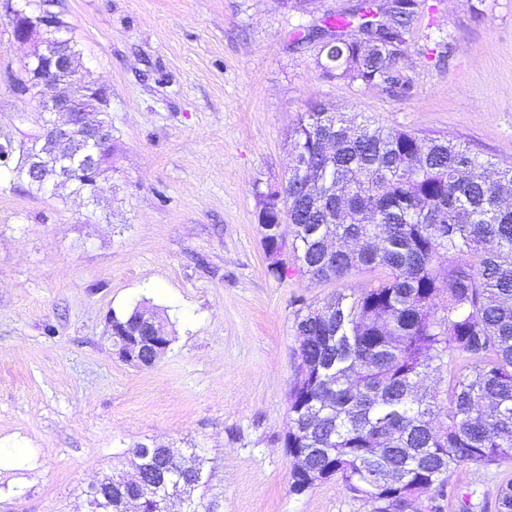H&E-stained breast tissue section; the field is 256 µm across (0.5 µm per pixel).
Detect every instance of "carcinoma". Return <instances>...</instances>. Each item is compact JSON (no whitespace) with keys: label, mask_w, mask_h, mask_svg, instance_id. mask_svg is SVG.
<instances>
[{"label":"carcinoma","mask_w":512,"mask_h":512,"mask_svg":"<svg viewBox=\"0 0 512 512\" xmlns=\"http://www.w3.org/2000/svg\"><path fill=\"white\" fill-rule=\"evenodd\" d=\"M415 0L383 11L364 0L328 31L327 78L407 89L396 70ZM288 250L297 270L344 280L363 267L381 276L296 315L301 344L284 436L288 453L374 502L444 491L463 464L512 461V165L447 138L315 105L293 129ZM36 134L3 142L15 165L0 183L20 187ZM448 367L444 394L421 381ZM163 486L143 501L159 512L176 484H204L169 457L148 459ZM132 492L91 503L122 512Z\"/></svg>","instance_id":"cac0c4a2"}]
</instances>
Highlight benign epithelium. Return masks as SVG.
Wrapping results in <instances>:
<instances>
[{"instance_id": "obj_1", "label": "benign epithelium", "mask_w": 512, "mask_h": 512, "mask_svg": "<svg viewBox=\"0 0 512 512\" xmlns=\"http://www.w3.org/2000/svg\"><path fill=\"white\" fill-rule=\"evenodd\" d=\"M3 9L10 17L12 35L15 41L30 45L28 61L48 64L41 81L33 86L27 82L16 81V92L22 96L32 95L41 105V138L29 159L27 177L55 190L63 185L72 184L71 164L75 161L86 166L93 178L101 174L100 152L108 143L111 128L103 113L88 103V100H106L104 87L84 83L79 75L78 58L68 48L66 41L48 36L47 21L57 18V14L48 10L41 17L23 19L15 14L14 2L5 0ZM142 335L125 336L127 354L130 356H148L140 364L151 366L168 346L156 340L162 335V327L155 314L142 315ZM144 465L138 464L135 474L120 477L121 485H130L138 491L131 503H140L152 494L154 485L146 480Z\"/></svg>"}]
</instances>
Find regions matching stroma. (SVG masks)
Returning a JSON list of instances; mask_svg holds the SVG:
<instances>
[{"mask_svg":"<svg viewBox=\"0 0 512 512\" xmlns=\"http://www.w3.org/2000/svg\"><path fill=\"white\" fill-rule=\"evenodd\" d=\"M405 93L322 77L316 29L357 0H50L109 94L98 203L0 189V512H88L99 478L156 442L205 461L202 512H371L338 480L290 492L284 435L296 313L376 276L268 271L258 215L320 104L512 164V0H419ZM30 53L0 12V133L38 129L12 86ZM169 322L152 366L122 361L112 313ZM512 463L462 465L419 512H497Z\"/></svg>","mask_w":512,"mask_h":512,"instance_id":"1","label":"stroma"}]
</instances>
